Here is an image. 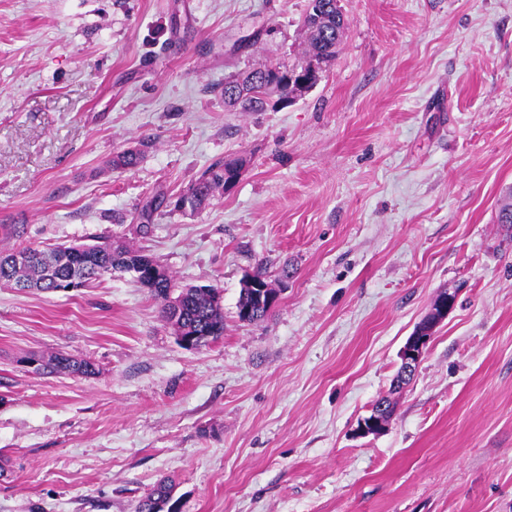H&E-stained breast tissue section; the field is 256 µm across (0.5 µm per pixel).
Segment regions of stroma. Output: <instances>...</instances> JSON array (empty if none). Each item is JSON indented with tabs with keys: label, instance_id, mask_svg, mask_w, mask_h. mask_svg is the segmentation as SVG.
Instances as JSON below:
<instances>
[{
	"label": "stroma",
	"instance_id": "stroma-1",
	"mask_svg": "<svg viewBox=\"0 0 512 512\" xmlns=\"http://www.w3.org/2000/svg\"><path fill=\"white\" fill-rule=\"evenodd\" d=\"M339 5L321 82L246 114L225 78L303 56L307 0H0V251L120 239L224 308L187 350L130 277L0 284V512H135L163 478L181 512H512V0ZM228 157L235 185L140 232ZM260 266L284 290L248 325ZM56 352L94 375L26 364ZM248 286L250 288H257L261 290V294H255L254 297L257 299L260 303V305L264 304V296L266 288L264 286H261L256 281H249ZM246 288L245 281L243 282V285L240 289L238 301H237V315L240 321H242L239 317V312L244 308H251V314L249 317L248 324H257L265 320V318L268 316L271 309H268L266 307H261L258 303H256L251 294L252 289ZM454 306V296L447 294L445 299L431 309L428 317L430 322L427 328L420 329L409 337L405 345L400 351V378L408 380L415 372L420 364L425 349L429 343L435 326L448 316V311ZM385 404L380 401L374 404L371 408L370 413L371 417H367V421L361 420V425L359 426V433L363 436L379 433L386 429L389 419L386 417Z\"/></svg>",
	"mask_w": 512,
	"mask_h": 512
}]
</instances>
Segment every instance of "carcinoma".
<instances>
[{
  "label": "carcinoma",
  "mask_w": 512,
  "mask_h": 512,
  "mask_svg": "<svg viewBox=\"0 0 512 512\" xmlns=\"http://www.w3.org/2000/svg\"><path fill=\"white\" fill-rule=\"evenodd\" d=\"M344 28V16L336 11V0H308L303 23L307 62L316 63L321 72L326 71L336 59ZM267 68L266 64H245L240 72L241 80L232 86H224L225 106L234 112H264L271 107L262 83ZM145 146L147 143L142 142L134 149L129 148L112 156V169L135 167ZM237 162L236 158L224 159L203 170L185 192L169 202L172 210H181L179 202L182 200L189 204L193 213L205 209L215 193L226 188L232 167ZM145 262L154 265L157 278L150 282L144 281L141 286L161 301L162 317L173 327L175 334L195 336L196 350L224 336V309L217 287L192 285L180 289L181 306L175 314L167 304L170 291L177 288L171 273L156 258L129 245L110 240L93 244L92 248L79 257L68 254V247L63 245L42 249L26 246L10 253H1L0 284L55 293L63 284L77 288ZM248 307L251 308V324L264 321L270 312V309L253 300L252 289L243 286L237 310ZM40 361L44 374L88 377L95 373L90 362L62 353L42 357ZM175 502L172 485L163 481L139 501L136 512H167Z\"/></svg>",
  "instance_id": "carcinoma-1"
}]
</instances>
